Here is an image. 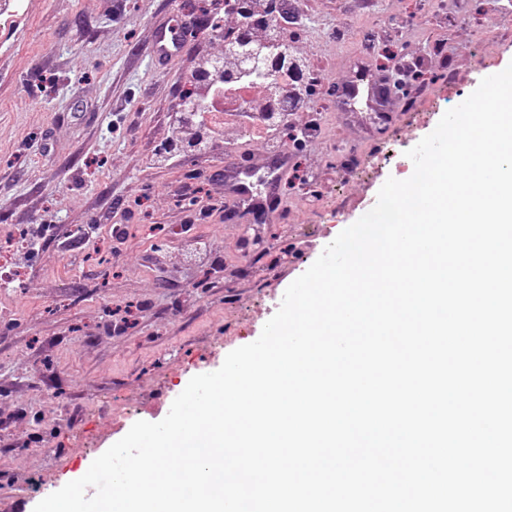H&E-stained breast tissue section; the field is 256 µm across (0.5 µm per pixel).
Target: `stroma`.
<instances>
[{"label":"stroma","instance_id":"1","mask_svg":"<svg viewBox=\"0 0 512 512\" xmlns=\"http://www.w3.org/2000/svg\"><path fill=\"white\" fill-rule=\"evenodd\" d=\"M311 69L417 66L394 119L346 125L336 88L267 219L223 210L228 154L178 155L182 89L210 44L204 7L171 59L154 36L181 0H11L0 11V244L30 224L23 282L0 283V512H33L198 374L254 342L287 287L414 170L408 150L486 72L512 64V0H300ZM180 228L169 236L170 227Z\"/></svg>","mask_w":512,"mask_h":512}]
</instances>
